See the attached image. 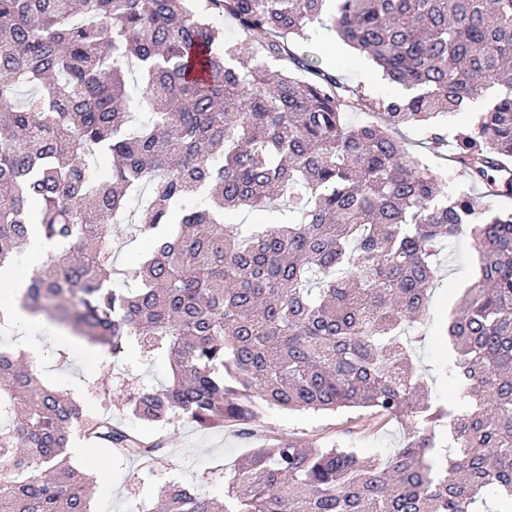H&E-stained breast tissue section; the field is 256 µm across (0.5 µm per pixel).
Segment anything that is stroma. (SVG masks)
Segmentation results:
<instances>
[{
    "label": "stroma",
    "instance_id": "1",
    "mask_svg": "<svg viewBox=\"0 0 512 512\" xmlns=\"http://www.w3.org/2000/svg\"><path fill=\"white\" fill-rule=\"evenodd\" d=\"M333 42L331 35L315 28L296 51L319 67L335 72L345 83L361 87L368 98L400 96L399 85L385 79L366 80L362 71L365 57L355 49L349 47L330 54ZM402 137L409 151L428 158L448 187L464 185L465 179L450 157L437 154L421 128H403ZM476 261L468 239L460 238L453 243L451 259L443 268L418 324L426 338L411 356L414 367L431 381L434 404L448 409L453 403L448 394L447 371L455 352L440 329L466 288ZM34 342L51 361L50 366L39 368L40 379L65 393L70 392L72 385H80L78 400L85 416L105 413L113 423L144 438L161 435L166 440L164 453L149 464L117 450H100L95 461L72 458L75 468L96 481L89 512H155L161 488L170 483L182 484L205 497L223 498L237 459L261 445L288 439L337 443L359 449L366 456L383 457L400 447L406 438L404 426L374 418L367 409L336 413L288 411L263 403L252 422L257 434L253 440L243 439L232 426L204 429L179 417L151 425L136 418L128 402L140 389L167 384L170 369L164 354L145 356L136 341L129 339L119 353L102 347L93 356L70 336L47 330L35 334Z\"/></svg>",
    "mask_w": 512,
    "mask_h": 512
}]
</instances>
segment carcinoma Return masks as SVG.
Here are the masks:
<instances>
[{"label":"carcinoma","mask_w":512,"mask_h":512,"mask_svg":"<svg viewBox=\"0 0 512 512\" xmlns=\"http://www.w3.org/2000/svg\"><path fill=\"white\" fill-rule=\"evenodd\" d=\"M213 15L246 38L224 41ZM316 25L411 94L370 102L290 51ZM245 55L290 69L242 73ZM483 97L455 135L468 189L451 193L397 132L420 126L440 147L438 117ZM352 109L380 121L350 125ZM284 197L288 215L240 238L239 211ZM510 197L512 0H0V270L34 230L54 244L21 308L112 351L134 336L166 354L169 384L130 399L144 421L228 422L249 438L261 400L407 427L370 461L292 439L255 448L221 507L173 484L163 512H476L487 494L512 512ZM133 211L127 229L153 250L119 268L109 222ZM462 236L479 273L446 328L452 413L433 406L407 328ZM81 420L0 350V512H88L67 456ZM85 432L137 458L163 445L106 417Z\"/></svg>","instance_id":"1"}]
</instances>
